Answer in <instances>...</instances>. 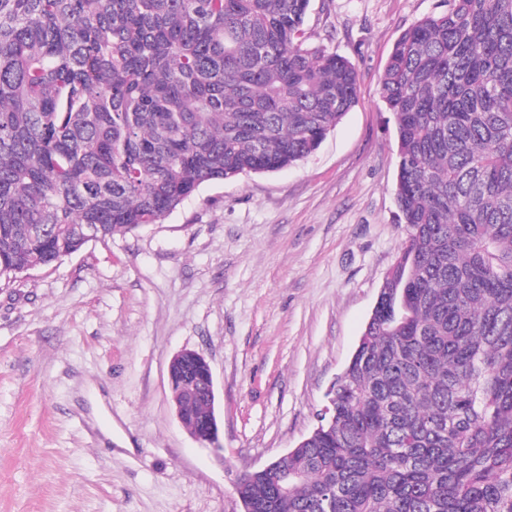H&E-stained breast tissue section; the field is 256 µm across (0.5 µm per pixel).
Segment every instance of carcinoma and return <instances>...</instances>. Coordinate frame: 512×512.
<instances>
[{"mask_svg":"<svg viewBox=\"0 0 512 512\" xmlns=\"http://www.w3.org/2000/svg\"><path fill=\"white\" fill-rule=\"evenodd\" d=\"M312 0H0V283L288 168L355 106ZM406 240L333 403L243 512H512V0L395 42ZM187 425L210 416L184 404Z\"/></svg>","mask_w":512,"mask_h":512,"instance_id":"obj_1","label":"carcinoma"}]
</instances>
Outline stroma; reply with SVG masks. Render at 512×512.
Listing matches in <instances>:
<instances>
[{
	"label": "stroma",
	"mask_w": 512,
	"mask_h": 512,
	"mask_svg": "<svg viewBox=\"0 0 512 512\" xmlns=\"http://www.w3.org/2000/svg\"><path fill=\"white\" fill-rule=\"evenodd\" d=\"M447 7L313 0L312 42L359 76L313 154L0 287V512H241L236 479L312 432L406 237L384 68ZM183 349L212 367L217 444L175 415Z\"/></svg>",
	"instance_id": "35a3bbf8"
}]
</instances>
